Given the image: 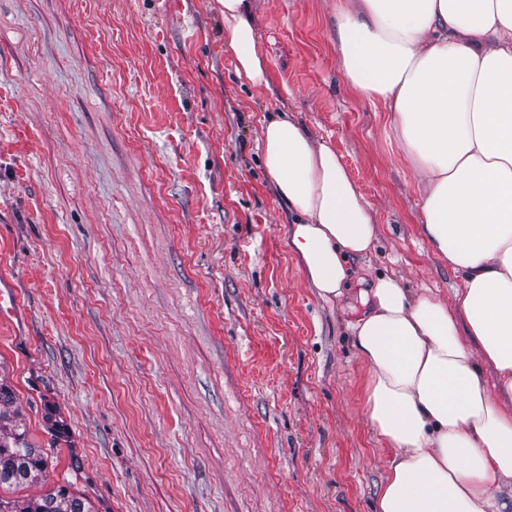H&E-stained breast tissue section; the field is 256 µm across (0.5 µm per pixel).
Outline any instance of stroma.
<instances>
[{"label":"stroma","mask_w":512,"mask_h":512,"mask_svg":"<svg viewBox=\"0 0 512 512\" xmlns=\"http://www.w3.org/2000/svg\"><path fill=\"white\" fill-rule=\"evenodd\" d=\"M337 2L251 0L269 62L252 87L218 0H0V288L20 296L0 382L53 456L0 497L70 482L95 512H377L391 451L364 408L357 293L309 288L263 117L291 109L340 155L378 225L363 278L446 303L459 281L385 112L339 68Z\"/></svg>","instance_id":"obj_1"}]
</instances>
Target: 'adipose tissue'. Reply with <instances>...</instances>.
I'll use <instances>...</instances> for the list:
<instances>
[{
	"instance_id": "1",
	"label": "adipose tissue",
	"mask_w": 512,
	"mask_h": 512,
	"mask_svg": "<svg viewBox=\"0 0 512 512\" xmlns=\"http://www.w3.org/2000/svg\"><path fill=\"white\" fill-rule=\"evenodd\" d=\"M241 83L267 82L249 0H219ZM350 88L381 105L422 194L420 231L460 282L454 304L374 278L349 322L364 406L392 448L378 512H504L512 498V0H340ZM264 167L296 219L290 250L340 299L376 240L336 150L287 111L262 122Z\"/></svg>"
}]
</instances>
